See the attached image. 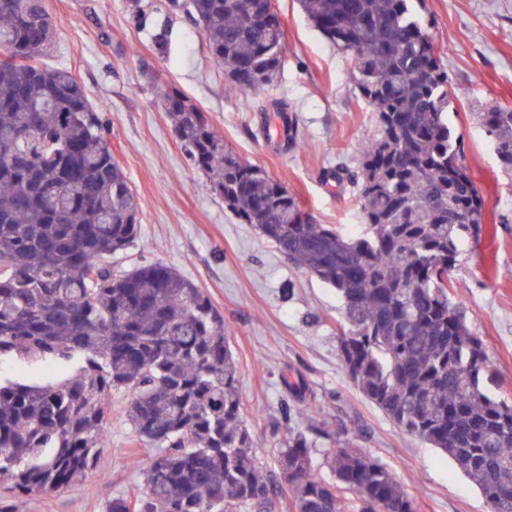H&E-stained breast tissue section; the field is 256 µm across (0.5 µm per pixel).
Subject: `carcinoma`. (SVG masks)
<instances>
[{"label":"carcinoma","mask_w":512,"mask_h":512,"mask_svg":"<svg viewBox=\"0 0 512 512\" xmlns=\"http://www.w3.org/2000/svg\"><path fill=\"white\" fill-rule=\"evenodd\" d=\"M272 0H188L212 58L265 90L283 61ZM313 27L357 58L355 84L377 131L361 141L363 233L314 224L278 179L245 164L208 117L176 91L161 104L190 162L244 224L342 302L337 350L363 397L404 434L447 455L502 507L512 483V405L485 392L483 342L454 301L460 246L487 223L446 114L448 71L414 0H297ZM57 32L44 0H0V363L36 366L0 377V484L15 496L51 495L97 467L112 392L150 448L144 488L107 512H275L288 488L295 512H415L414 497L377 458L341 448L318 472L308 434L331 439L305 380L283 378L292 402L276 480L251 455L240 377L224 315L161 261L121 274L108 258L130 249L139 201L108 144L104 113L66 68L42 57ZM512 171V108L479 113Z\"/></svg>","instance_id":"obj_1"}]
</instances>
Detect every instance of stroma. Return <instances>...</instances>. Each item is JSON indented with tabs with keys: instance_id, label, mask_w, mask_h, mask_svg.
Listing matches in <instances>:
<instances>
[{
	"instance_id": "obj_1",
	"label": "stroma",
	"mask_w": 512,
	"mask_h": 512,
	"mask_svg": "<svg viewBox=\"0 0 512 512\" xmlns=\"http://www.w3.org/2000/svg\"><path fill=\"white\" fill-rule=\"evenodd\" d=\"M131 1L47 0L58 40L45 62L68 68L109 118L112 153L141 205L135 244L113 256L114 272L165 262L203 288L223 313L240 368L251 453L267 476H275L277 448L288 436L283 380L301 377L335 432L334 440L317 442L321 475L329 473L327 453L358 449L407 482L418 512H489L450 458L401 434L359 394L337 352L341 302L335 290L225 208L186 158L159 99L163 88L184 94L242 161L280 179L317 223L353 236L364 227L359 190L324 176L340 164L356 168L360 140L376 131L355 89L353 56L316 31L297 0H276L284 64L274 83L255 95L211 60L182 0H136L137 15ZM418 10L448 68L454 93L448 123L488 204L479 239L465 244L452 271L455 299L483 341L491 391L512 401V174L501 169L477 117L495 104L512 106V0H421ZM276 99L291 105L311 148H284V120L268 109ZM130 400L129 392L112 394L107 444L93 476L64 492L18 496L14 512H106L108 497H135L147 450L126 420Z\"/></svg>"
}]
</instances>
